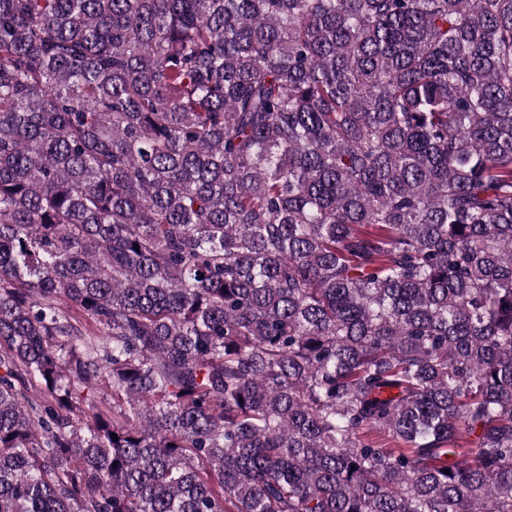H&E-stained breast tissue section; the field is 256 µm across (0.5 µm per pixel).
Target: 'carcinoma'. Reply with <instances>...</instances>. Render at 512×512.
<instances>
[{
	"label": "carcinoma",
	"instance_id": "obj_1",
	"mask_svg": "<svg viewBox=\"0 0 512 512\" xmlns=\"http://www.w3.org/2000/svg\"><path fill=\"white\" fill-rule=\"evenodd\" d=\"M0 512H512V0H0Z\"/></svg>",
	"mask_w": 512,
	"mask_h": 512
}]
</instances>
